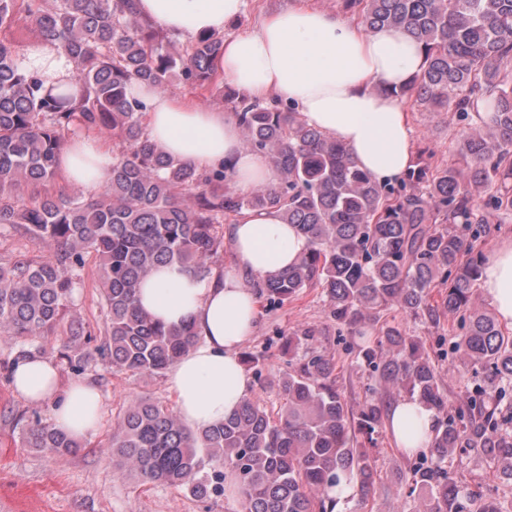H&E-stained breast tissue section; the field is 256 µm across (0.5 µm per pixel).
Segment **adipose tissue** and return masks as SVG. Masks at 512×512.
I'll return each mask as SVG.
<instances>
[{
  "mask_svg": "<svg viewBox=\"0 0 512 512\" xmlns=\"http://www.w3.org/2000/svg\"><path fill=\"white\" fill-rule=\"evenodd\" d=\"M246 0H135L143 19L182 37L220 33L244 14ZM422 46L405 31L370 29L294 0L269 13L254 30L224 42L217 71L254 100L277 98L294 105L302 121L344 145L375 182L395 183L415 160L412 129L396 90L423 63ZM46 87L73 83L75 64L57 45L30 42L19 56ZM132 95L144 100L143 123L153 142L175 161L200 171L227 168L243 190L276 183L265 157L245 150L234 114L141 83ZM112 168V149L96 136L73 137L60 153L58 170L71 186L100 187ZM230 268L201 276L178 264L161 266L141 284L140 305L167 325H191L196 340L167 372L177 412L189 428L202 430L233 414L252 389L240 350L253 335L259 310L244 275L260 280L294 264L306 238L279 212L245 210L226 232ZM483 293L497 319L512 329V240L496 246L481 271ZM15 389L33 404L51 402L55 427L74 438L92 433L101 396L89 382L61 386L51 357L21 362ZM438 416L418 397L395 402L388 429L403 452L429 451Z\"/></svg>",
  "mask_w": 512,
  "mask_h": 512,
  "instance_id": "obj_1",
  "label": "adipose tissue"
}]
</instances>
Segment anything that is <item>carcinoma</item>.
<instances>
[{"label":"carcinoma","mask_w":512,"mask_h":512,"mask_svg":"<svg viewBox=\"0 0 512 512\" xmlns=\"http://www.w3.org/2000/svg\"><path fill=\"white\" fill-rule=\"evenodd\" d=\"M369 28L413 36L424 51L419 73L399 96L433 112L455 102L459 117L480 125L460 142L457 162L424 161L398 183L380 185L357 168L347 148L306 125L279 101L247 100L215 72L224 36H197L182 51L168 33L143 21L132 0H0V232L37 240L48 255L0 257V336L11 341L13 371L41 340L64 333L60 367L82 374L92 353L119 372L159 377L192 346L188 326L160 324L142 310L136 288L154 268L177 263L203 276L224 258V219L243 209H276L308 241L298 262L256 281L279 305L319 288L338 325L377 324L396 306L436 328L454 314L465 332L449 346L478 383L457 414L417 336L385 326L360 350L359 365L378 374L353 412L336 385V362L315 346V333L288 337L303 359L279 381L277 418L247 398L223 423L194 431L174 410L145 396L132 399L108 451L126 475L143 484L182 486L197 498L224 493L234 473L243 512H331L323 497L342 479L375 495L369 452L391 401L417 395L439 420L431 457H416L411 490L426 494L419 512H500L448 476V452L476 451L512 481V338L494 315L475 308L483 257L475 243L488 219L473 216L470 199L495 190L486 206L512 214V0H341ZM31 27L62 46L76 64V89L54 93L18 64L15 32ZM179 74L193 89L232 97L244 146L265 154L280 181L238 194L224 169L200 172L163 154L143 126L146 104L128 93L134 80L160 91ZM92 130L112 139V171L86 196L53 192L57 160L71 136ZM94 259L105 309V339L91 352L92 332L72 314L81 271ZM447 285L438 305L436 284ZM24 445L60 461L81 441L40 419L23 431Z\"/></svg>","instance_id":"1"}]
</instances>
